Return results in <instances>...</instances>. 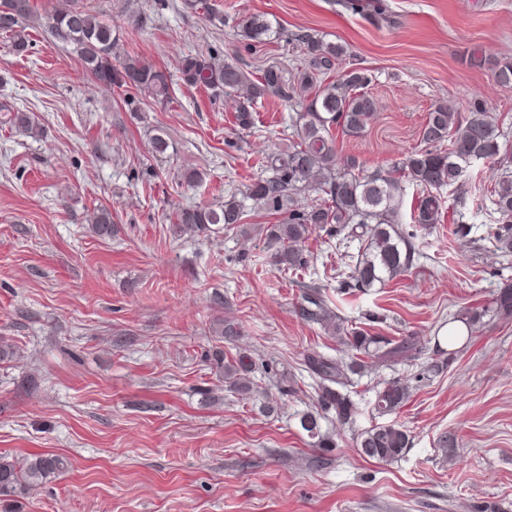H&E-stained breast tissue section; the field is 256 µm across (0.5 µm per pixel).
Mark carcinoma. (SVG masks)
Segmentation results:
<instances>
[{
    "label": "carcinoma",
    "mask_w": 512,
    "mask_h": 512,
    "mask_svg": "<svg viewBox=\"0 0 512 512\" xmlns=\"http://www.w3.org/2000/svg\"><path fill=\"white\" fill-rule=\"evenodd\" d=\"M2 5L11 7L12 13L0 12V34L9 39L16 53H24L28 48L24 24L38 17L34 0H0ZM183 9L202 10L213 26H224V11L216 0H183ZM41 20L52 40L71 47L98 84L126 94L125 102L131 111L139 112L143 105L165 107L171 102V75L123 49V34L81 0H65ZM237 27L240 36L251 41L260 42L273 33L272 23L259 14L242 19ZM295 41L311 68L318 72L325 74L336 62H345L340 80L316 87L314 74L305 73L297 89L286 82L281 65L270 66L255 76L234 59L222 60L210 51L182 56L178 81L233 101L237 132L256 133V116L264 99L276 96L290 103L299 90L313 88L315 93L304 111L292 118L295 140L287 149L263 160L260 173L241 197L233 194L216 207L184 208L175 215V228L181 233L204 231L211 224L227 228L241 224L246 202L250 201L256 208L278 215L277 223L263 228L265 243L272 249V265L284 271L307 267L306 242L312 232L325 228L358 241L357 254L348 256L345 263L346 287L366 291L407 272L415 259L414 234L406 232L398 218L402 182L420 188L411 219L429 227L438 223L441 197L437 191L447 186L464 190L468 170L474 163L511 156L512 145H508L509 138L500 129L498 119L489 113L485 101L471 102L469 115L464 118L442 102L428 113L422 148L388 169L368 173L366 163L358 157L340 159L336 152V134L357 137L375 116L376 103L365 91L371 82L368 70L359 66L340 44L305 33L296 35ZM490 66L498 83H512V59L497 60ZM0 112L10 113L9 122L17 130L38 133L31 114L4 105ZM313 179L323 197L302 204L299 197ZM491 197L494 213L498 214L494 233L497 248L512 253V179L499 181ZM90 221L93 232L100 237L118 232L112 212L106 207L95 209ZM300 310L305 318L324 324L340 345L338 357L314 352L307 355L305 364L315 379L320 407L334 411L342 426H353L359 414L349 394L353 376L363 375L371 365L390 366L422 355V348L409 337L397 341L348 327L344 318L328 309L327 301L316 289L304 294ZM490 314L512 316V282L504 284L489 305L468 308L454 321L470 329ZM445 354L447 351L437 348L436 357L423 366L426 378L443 372L447 362L441 356ZM216 364L229 389L242 393L252 389L256 364L249 355L240 353L228 361L218 357ZM409 398V388L401 381H384L375 390L372 411L379 416L394 414ZM321 419L322 415L313 411L299 418L301 430L310 439L309 446L320 450L337 447L334 435L322 430ZM411 444L409 432L395 421L373 425L355 436L360 456L382 462L401 458ZM67 467V460L56 454L13 459L0 456V498L23 495L61 475Z\"/></svg>",
    "instance_id": "carcinoma-1"
}]
</instances>
